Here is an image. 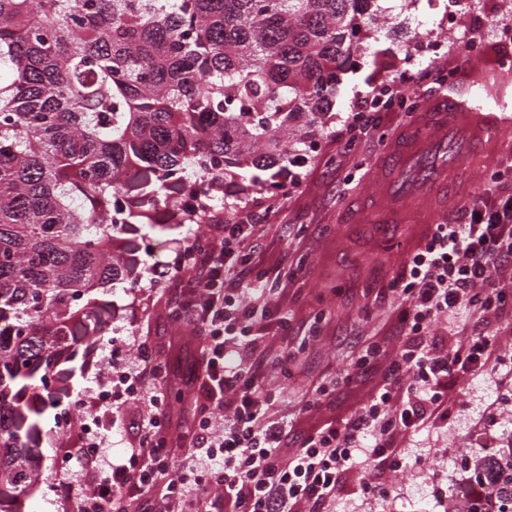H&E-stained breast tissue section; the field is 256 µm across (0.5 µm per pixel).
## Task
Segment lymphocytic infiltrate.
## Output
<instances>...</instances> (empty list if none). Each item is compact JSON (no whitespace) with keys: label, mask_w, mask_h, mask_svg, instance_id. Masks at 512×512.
Masks as SVG:
<instances>
[{"label":"lymphocytic infiltrate","mask_w":512,"mask_h":512,"mask_svg":"<svg viewBox=\"0 0 512 512\" xmlns=\"http://www.w3.org/2000/svg\"><path fill=\"white\" fill-rule=\"evenodd\" d=\"M253 231L250 224L216 229L205 255L173 273L180 288L170 315L197 326L203 345L204 373L197 379L202 404L183 465L171 454L160 410L164 367L143 362L148 347L139 343L136 357L116 358L101 372L112 401L95 410L145 402L150 411L123 463L104 467L94 442L78 449L81 474L63 476L76 488V512H128L134 493L160 481L162 512H224L228 500L236 512H329L342 473L362 458L370 471L364 492L383 496L387 489L373 474L405 466L397 437L447 420L449 378L463 379L488 365L512 368V350L502 347L497 333L450 348L432 330L463 305L493 316L499 326L512 325V294L497 282L500 268L512 264V195H506L472 201L464 223L433 225L390 285L405 303L407 340L383 384L363 411L326 423L284 458L286 428L266 417L275 394L261 389L264 366L250 358L257 340L254 302L264 294L263 283L232 277Z\"/></svg>","instance_id":"lymphocytic-infiltrate-1"}]
</instances>
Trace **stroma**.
Returning a JSON list of instances; mask_svg holds the SVG:
<instances>
[{
	"instance_id": "stroma-1",
	"label": "stroma",
	"mask_w": 512,
	"mask_h": 512,
	"mask_svg": "<svg viewBox=\"0 0 512 512\" xmlns=\"http://www.w3.org/2000/svg\"><path fill=\"white\" fill-rule=\"evenodd\" d=\"M382 19L361 33L360 49L342 73L324 125L309 136L313 150L300 152L296 183L267 191L254 188L241 204L252 216L255 231L248 248L250 260L240 268L242 279L262 275L271 307L287 310V336L268 333L266 354L294 347L295 357L284 366L266 367L264 384L279 391L274 418L287 421L282 442L284 457H292L302 440L324 423L360 411L382 381L374 368L329 398L312 404L317 383L329 382L347 369L369 344L381 346L386 359L399 356L405 331L399 322L403 303L389 289L403 273L410 249L434 224H459L463 208L493 193H512V69L499 66L512 58V41H501V25L512 20V0H380ZM486 35V53L472 60L454 48L464 28ZM449 42L437 59L419 51L421 42ZM454 70L452 84L436 74ZM397 81L401 90L429 107L453 90L475 105L501 113L509 122L493 148L471 168L456 176L457 193L438 211L419 222L409 215L400 224H349L345 214L360 196L373 192L378 157L387 152L397 132L417 123L418 113L378 108L365 115L366 129L356 139L340 131L357 98L378 85ZM206 224H161L145 231L148 265L138 287L115 285L108 293L117 319L99 341L88 343L86 369L71 383L72 399L83 398L97 386L99 371L110 349L128 339L145 340L158 359L167 361L169 388L180 391L181 403H169L165 415L169 438L179 441L197 415L198 387L194 382L200 339L193 326L175 322L169 314L171 281H155L153 268L174 265L187 239L209 235ZM457 411L447 427L428 428L404 437L408 466L381 474L387 496L363 497L359 485L364 464L346 472L336 498V512H448V501L471 485L476 462L512 446V375L485 370L450 384ZM84 415L76 411L66 426L45 415L40 452L43 457L39 490L25 502L26 512H72L61 467L81 471L72 449L81 447ZM142 422L140 408L115 411L99 430L101 453L108 464H120Z\"/></svg>"
}]
</instances>
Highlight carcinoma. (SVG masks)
<instances>
[{"label": "carcinoma", "instance_id": "cac0c4a2", "mask_svg": "<svg viewBox=\"0 0 512 512\" xmlns=\"http://www.w3.org/2000/svg\"><path fill=\"white\" fill-rule=\"evenodd\" d=\"M376 0H0V512L37 487L79 343L135 287L139 227L280 188ZM466 512H512V447Z\"/></svg>", "mask_w": 512, "mask_h": 512}]
</instances>
